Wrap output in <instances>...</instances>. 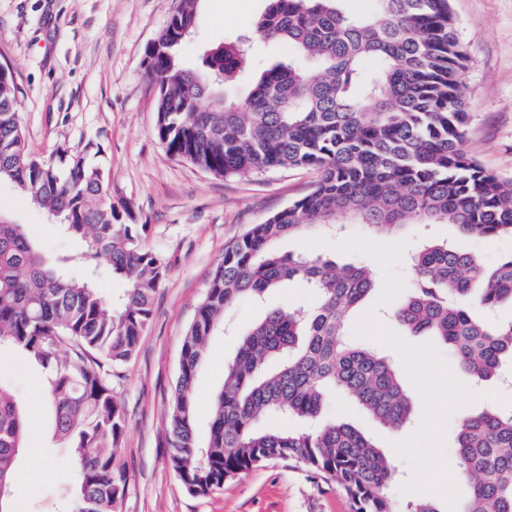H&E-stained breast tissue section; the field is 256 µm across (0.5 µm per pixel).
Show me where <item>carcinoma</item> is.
Here are the masks:
<instances>
[{
	"label": "carcinoma",
	"instance_id": "cac0c4a2",
	"mask_svg": "<svg viewBox=\"0 0 512 512\" xmlns=\"http://www.w3.org/2000/svg\"><path fill=\"white\" fill-rule=\"evenodd\" d=\"M199 2L178 0L146 52L158 84V140L218 178L303 168L317 179L252 225L212 271L181 348L170 466L187 489L206 495L269 461H292L333 485L351 512H443L430 501L398 502L391 457L352 425L320 420L336 391L395 429L413 415L391 359L347 340L351 316L373 290L368 268L282 253L278 243L347 217L376 234L413 237L422 225L447 224L460 235L512 238V179L463 149L467 54L450 0H377L363 18L342 12L339 0H267L253 35L296 53L263 71L243 100L224 88L245 63L249 39L209 50L200 68L180 62ZM366 58L377 66L363 69ZM2 180L85 244L79 256L51 263L20 225L0 220V344L42 369L55 433L72 452L71 498L43 512H116L127 477L114 466L125 413L112 369L135 354L165 266L124 222L126 207L112 203L104 171L83 153L63 149L55 160L29 152L16 88L1 71ZM410 266L394 320L446 345L470 384L499 379L512 367V321L490 314L512 303V254L489 268L446 238L419 236ZM102 271L127 282L118 300L97 288ZM287 282L309 289L316 305L273 309L239 331L198 444L194 387L211 336L236 302ZM25 429L18 403L0 386V512H9ZM455 437V465L469 486L456 512H512V408L462 415Z\"/></svg>",
	"mask_w": 512,
	"mask_h": 512
}]
</instances>
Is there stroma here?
Returning a JSON list of instances; mask_svg holds the SVG:
<instances>
[{
  "label": "stroma",
  "mask_w": 512,
  "mask_h": 512,
  "mask_svg": "<svg viewBox=\"0 0 512 512\" xmlns=\"http://www.w3.org/2000/svg\"><path fill=\"white\" fill-rule=\"evenodd\" d=\"M451 6L468 54L465 148L487 170L512 178V0H451ZM175 7L176 0H0V65L17 88L29 151L44 158L61 148L84 151L108 173L113 203L130 208L143 244L166 267L136 354L112 374L125 412L115 463L128 476L117 512H350L334 487L288 461L268 462L204 496L190 493L169 464L168 401L185 330L212 270L252 225L305 195L315 180L303 169L217 178L167 153L154 133L156 84L146 51ZM265 7L266 0H202L196 32L181 50L184 67H200L208 47L246 33ZM291 52L286 43L257 40L232 93L245 98L254 75ZM0 219L21 225L51 257L84 247L6 181ZM313 302L308 289L287 284L261 303L236 305L234 318L245 326L271 309ZM236 346V337L219 333L207 347L195 384L199 436L207 434L210 401ZM43 377L25 355L0 347V385L15 394L27 423L11 512H37L68 485L52 472L70 454L54 438L51 409L37 393ZM324 413L388 453L410 434L367 418L341 396Z\"/></svg>",
  "instance_id": "stroma-1"
}]
</instances>
